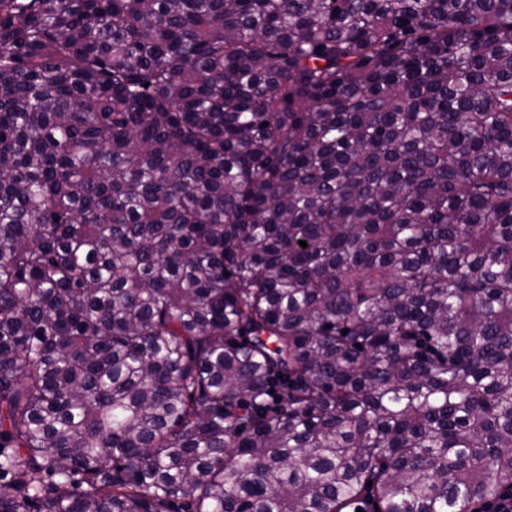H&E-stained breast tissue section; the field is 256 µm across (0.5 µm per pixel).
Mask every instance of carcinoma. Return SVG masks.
Wrapping results in <instances>:
<instances>
[{
    "label": "carcinoma",
    "instance_id": "obj_1",
    "mask_svg": "<svg viewBox=\"0 0 512 512\" xmlns=\"http://www.w3.org/2000/svg\"><path fill=\"white\" fill-rule=\"evenodd\" d=\"M508 488L512 0H0V512Z\"/></svg>",
    "mask_w": 512,
    "mask_h": 512
}]
</instances>
